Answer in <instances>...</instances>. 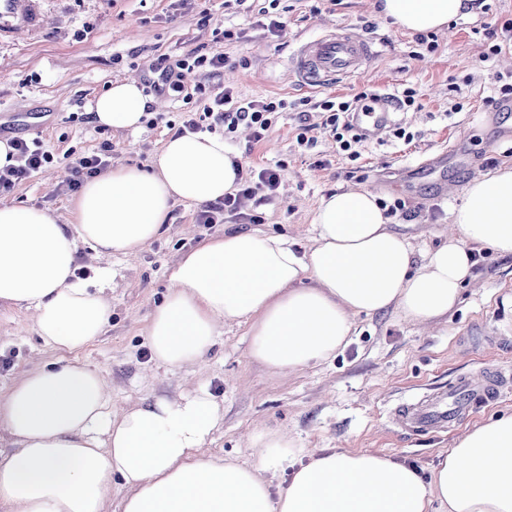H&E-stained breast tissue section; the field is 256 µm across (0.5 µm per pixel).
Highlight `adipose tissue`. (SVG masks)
Wrapping results in <instances>:
<instances>
[{"label": "adipose tissue", "mask_w": 512, "mask_h": 512, "mask_svg": "<svg viewBox=\"0 0 512 512\" xmlns=\"http://www.w3.org/2000/svg\"><path fill=\"white\" fill-rule=\"evenodd\" d=\"M472 0H381L399 29L446 28ZM147 101L137 79L113 82L92 106L96 124L138 129ZM236 172L224 139L167 138L150 169L118 164L89 181L60 218L0 203V303L34 311L33 329L70 352L101 335L111 306L75 277L78 243L97 256L130 255L166 229L174 202L207 204L232 192ZM448 242L416 262L364 189H341L313 211V243L230 231L182 254L145 332L155 362L201 370L221 330L248 323L250 355L291 374L343 348L360 313L396 310L432 324L454 307L472 251L512 256V166L472 176L449 217ZM224 420L206 388L116 411L99 371L72 361L26 374L0 399V425L18 447L0 460V504L13 512H104L113 481L123 512H512V415L454 440L430 478L394 455L298 448L278 431L252 435L256 462L204 453ZM288 472L286 486L272 478Z\"/></svg>", "instance_id": "obj_1"}]
</instances>
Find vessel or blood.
Returning a JSON list of instances; mask_svg holds the SVG:
<instances>
[{
    "label": "vessel or blood",
    "mask_w": 512,
    "mask_h": 512,
    "mask_svg": "<svg viewBox=\"0 0 512 512\" xmlns=\"http://www.w3.org/2000/svg\"><path fill=\"white\" fill-rule=\"evenodd\" d=\"M44 24L39 0H0V37L35 31ZM370 51V43L362 37L333 31L300 44L289 66L305 84L323 87L352 76ZM356 111L369 131L385 129L390 122V104L382 95L359 103ZM511 394L510 373L493 370L478 381L465 376L448 389L400 403L391 411L392 421L405 436H434L475 409L496 405Z\"/></svg>",
    "instance_id": "b4317fda"
}]
</instances>
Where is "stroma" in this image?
<instances>
[{"label": "stroma", "instance_id": "35a3bbf8", "mask_svg": "<svg viewBox=\"0 0 512 512\" xmlns=\"http://www.w3.org/2000/svg\"><path fill=\"white\" fill-rule=\"evenodd\" d=\"M46 26L33 35L0 42V122L13 114L42 115L44 127L16 128L17 136L39 138L55 157L71 159L110 146L112 163L148 167L171 125L186 113L201 111L196 87L201 72L185 73L182 96L151 94L149 108L163 113L156 126L120 135L93 123L90 107L114 81L134 78L147 84L158 58L189 52L224 53L221 78L239 98L280 97L294 102L325 97L350 98L361 92L401 95L413 88L416 103L398 108L394 120L412 132V141L383 132L365 140L352 161L329 131L304 148L296 141L301 120L322 122L320 110H289L278 115L267 137L251 141L246 130L227 140L244 168L278 167L279 195L245 212L261 216L249 225L225 217L223 223L197 224L199 206L174 203L165 233L133 256L95 258L79 245L77 267L86 281L110 268L111 317L83 351L71 354L48 347L32 329L33 313L0 305V395L26 373L79 361L101 372L115 409L152 396L176 398L207 388L224 412V423L207 445L209 453L255 463L251 434L279 430L302 448L380 451L414 464L430 476L452 441L474 426L512 414V396L476 410L447 433L405 441L386 420L399 399L447 386L456 377L481 375L484 368L512 369V257L492 249L477 254L472 278L465 282L448 316L429 326L414 325L395 311L354 318L348 344L335 357L296 373L274 377L250 358L247 324L224 327L209 366L165 369L151 358L147 322L168 291L169 273L180 253L227 230L281 235L296 252L312 244V211L338 188L366 189L386 205L395 200L404 212L389 221L403 225L414 254L423 257L448 241V217L473 173L512 165V116L487 109L485 100L512 83V51L489 54L494 32L512 19V0H477L473 9L447 28L418 35L398 29L379 11V0H43ZM281 16L285 29L270 37L256 22L261 11ZM341 28L373 45L363 70L336 85L303 88L288 60L302 41ZM232 31L226 39L224 31ZM466 154L468 166L436 162L450 150ZM434 159L431 171L411 174L412 166ZM73 192L52 174H37L6 194V201L66 214Z\"/></svg>", "mask_w": 512, "mask_h": 512}]
</instances>
